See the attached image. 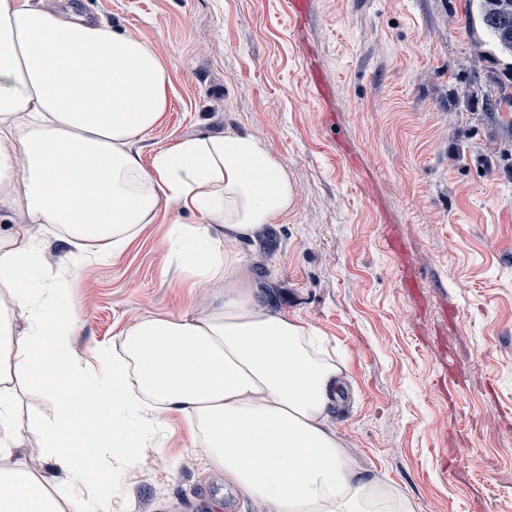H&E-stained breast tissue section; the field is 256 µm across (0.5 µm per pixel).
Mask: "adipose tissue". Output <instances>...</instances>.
Instances as JSON below:
<instances>
[{
  "mask_svg": "<svg viewBox=\"0 0 512 512\" xmlns=\"http://www.w3.org/2000/svg\"><path fill=\"white\" fill-rule=\"evenodd\" d=\"M164 72L148 42L55 0H0V512H112L113 483L171 416L208 470L274 512H415L330 428L341 369L321 336L243 272V246L294 202L279 161L251 135L202 132L142 166L134 142L164 114ZM168 202L200 218L173 226L166 258L205 301L75 357L79 317L40 277L36 227L59 228L91 263ZM26 395L41 409L21 414ZM31 441L71 489L20 456ZM105 467L109 484L86 486Z\"/></svg>",
  "mask_w": 512,
  "mask_h": 512,
  "instance_id": "1",
  "label": "adipose tissue"
}]
</instances>
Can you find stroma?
Here are the masks:
<instances>
[{
	"instance_id": "obj_1",
	"label": "stroma",
	"mask_w": 512,
	"mask_h": 512,
	"mask_svg": "<svg viewBox=\"0 0 512 512\" xmlns=\"http://www.w3.org/2000/svg\"><path fill=\"white\" fill-rule=\"evenodd\" d=\"M150 42L168 106L137 147L247 133L281 163L287 215L244 249L269 299L343 364L330 423L358 468L416 512H512V112H490L502 60L481 59L473 0H311L292 38L285 0H62ZM161 208L119 256L75 272L38 231L43 280L65 284L86 359L143 316L189 313L166 262ZM180 418L140 449L112 512H269L203 464Z\"/></svg>"
}]
</instances>
